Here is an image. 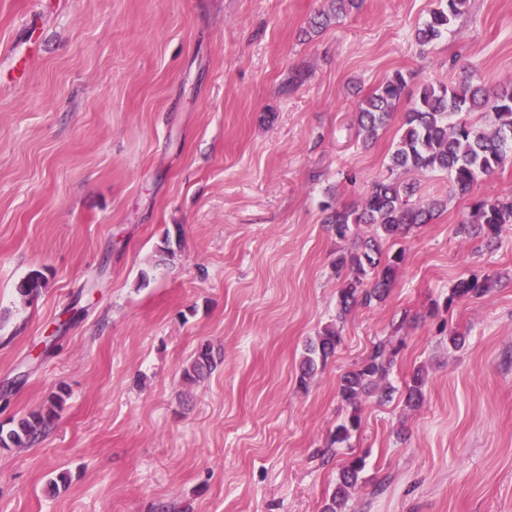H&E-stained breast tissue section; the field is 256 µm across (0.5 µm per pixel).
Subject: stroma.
<instances>
[{
    "label": "stroma",
    "instance_id": "35a3bbf8",
    "mask_svg": "<svg viewBox=\"0 0 512 512\" xmlns=\"http://www.w3.org/2000/svg\"><path fill=\"white\" fill-rule=\"evenodd\" d=\"M438 3L364 0L314 33L329 0H0V430L63 398L44 435L0 446V512H322L351 452L347 512H512V224L492 244L458 231L512 195V161L464 196L418 176L447 210L298 379L358 243L322 205L356 206L399 140L397 111L362 144L359 104L398 71L413 92L512 86V0H469L420 46ZM469 274L499 281L449 300ZM386 337L395 393L329 451L339 378ZM204 343L220 364L184 380ZM341 341L340 330L330 326L324 327L314 339H310L299 365L301 384H306L307 379L316 373L319 364L324 365L335 354ZM426 374L421 368L414 370L409 383L406 384L405 403L410 407H418L424 399Z\"/></svg>",
    "mask_w": 512,
    "mask_h": 512
}]
</instances>
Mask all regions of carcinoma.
<instances>
[{
	"instance_id": "obj_1",
	"label": "carcinoma",
	"mask_w": 512,
	"mask_h": 512,
	"mask_svg": "<svg viewBox=\"0 0 512 512\" xmlns=\"http://www.w3.org/2000/svg\"><path fill=\"white\" fill-rule=\"evenodd\" d=\"M445 5L432 11L430 19L416 32V40L426 45L448 33L454 21L466 13L469 0H443ZM407 80L398 72L381 83L359 106L358 135L368 143L388 124L393 112L405 95ZM404 113L402 133L390 156L387 174L373 180L370 189L354 208L338 207L328 203L325 223L336 238L347 239L356 228L371 227L370 237L358 248L344 251L336 257V273L342 277L339 289V319H344L352 307H369L382 302L395 281L403 252L397 251L382 258L383 244L396 242L414 228L429 224L447 207L446 199L426 201L414 199L418 186L402 182L399 174L416 175L435 171L448 174L452 191L459 195L471 192L478 179L493 174L512 159V89L490 90L482 84L463 82L426 84L422 86ZM478 112L483 123L467 119ZM512 224V197L480 200L461 222V232L473 228L492 244L498 240L502 228ZM496 280L490 276L460 278L448 301L468 297H482L491 292ZM46 285V278L34 271L17 286V292L27 300L35 298ZM342 337L340 330L326 326L310 340L300 361V383L306 384L318 366L335 354ZM399 348L392 340L373 344L361 362L341 375L338 395L351 408L348 419L336 425L331 444L348 442L360 429L359 407L366 398L375 395L380 400L391 398L394 388L387 381ZM218 357L210 345L201 346L190 366L183 370V378L192 381L217 368ZM426 374L414 370L406 384L405 403L410 407L421 405L424 399ZM62 398H57L46 412H33L21 420L18 429L9 435L15 445L38 437L56 416ZM365 466L364 458L354 456L342 467L340 479L324 506L323 512H344L351 490L359 481Z\"/></svg>"
}]
</instances>
